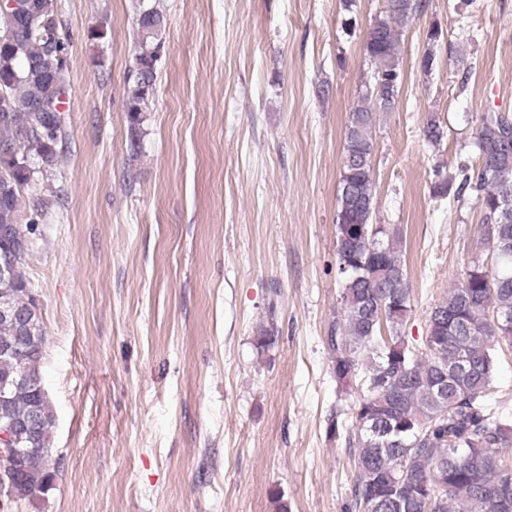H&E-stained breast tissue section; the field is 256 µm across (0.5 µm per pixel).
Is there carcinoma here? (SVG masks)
Listing matches in <instances>:
<instances>
[{
  "label": "carcinoma",
  "mask_w": 512,
  "mask_h": 512,
  "mask_svg": "<svg viewBox=\"0 0 512 512\" xmlns=\"http://www.w3.org/2000/svg\"><path fill=\"white\" fill-rule=\"evenodd\" d=\"M420 0H387L383 16L364 37L373 73L401 82L399 56L405 28ZM25 19L8 25L0 16V146H18L29 165L0 156V252L18 250L12 273L0 278V298L13 306L31 305L23 274L28 234L43 212V199L29 197L31 218L21 223L23 192L36 168L59 159L62 136L59 106L67 93L68 47L59 32L54 0H27ZM167 26L162 12L145 7L137 19L131 84L125 95L130 150L137 154L144 122L155 99L158 62ZM373 92H362L345 128L337 195L336 254L343 279L344 321L327 336L337 383L357 376L360 357L368 360L365 392L352 410L348 444L354 447L355 479L347 512H512V414L488 403L497 351L512 347V117L483 112L475 145L478 165L460 169L458 186L433 185L434 195H475L482 212L481 239L493 268L473 260L460 283L432 308L421 351L403 336L411 312L406 261L393 229L373 223L375 180L371 167L355 166L374 153L377 113L390 112ZM20 336L32 341L20 358L0 355V378L25 373L31 383L0 390V423L40 415L38 428L18 434L15 459L24 482L23 500L52 488L59 469L53 458L56 415L48 397L37 392L47 343L41 315L0 321V345Z\"/></svg>",
  "instance_id": "cac0c4a2"
}]
</instances>
